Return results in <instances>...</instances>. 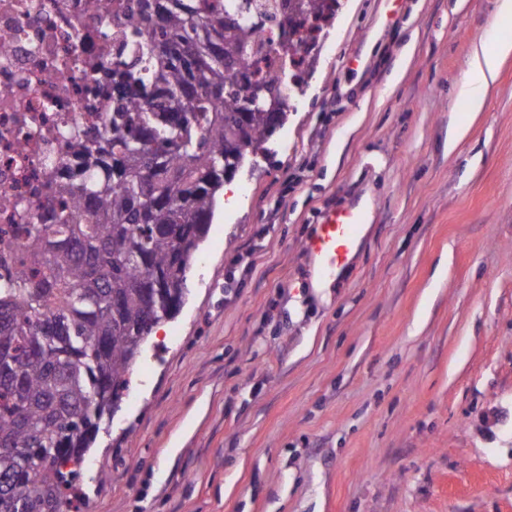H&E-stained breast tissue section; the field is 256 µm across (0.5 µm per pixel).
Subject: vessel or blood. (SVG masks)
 I'll return each mask as SVG.
<instances>
[{
	"label": "vessel or blood",
	"mask_w": 512,
	"mask_h": 512,
	"mask_svg": "<svg viewBox=\"0 0 512 512\" xmlns=\"http://www.w3.org/2000/svg\"><path fill=\"white\" fill-rule=\"evenodd\" d=\"M368 222V211L357 204L323 214L318 233L305 245L307 255L322 277L338 276L350 262Z\"/></svg>",
	"instance_id": "1"
}]
</instances>
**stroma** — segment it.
I'll list each match as a JSON object with an SVG mask.
<instances>
[{"label":"stroma","mask_w":512,"mask_h":512,"mask_svg":"<svg viewBox=\"0 0 512 512\" xmlns=\"http://www.w3.org/2000/svg\"><path fill=\"white\" fill-rule=\"evenodd\" d=\"M497 0H338L86 456L80 512H512V56ZM365 201L324 292L304 245ZM512 54V40L501 41L493 50L481 44L468 63L467 93L474 113L480 110L501 62Z\"/></svg>","instance_id":"obj_1"}]
</instances>
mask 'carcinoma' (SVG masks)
<instances>
[{"label": "carcinoma", "instance_id": "cac0c4a2", "mask_svg": "<svg viewBox=\"0 0 512 512\" xmlns=\"http://www.w3.org/2000/svg\"><path fill=\"white\" fill-rule=\"evenodd\" d=\"M253 0H132L112 15V107L95 137L59 131L82 166L48 178L50 224L0 226V512H67L86 448L155 325L183 303L215 196L264 149L288 82L253 67Z\"/></svg>", "mask_w": 512, "mask_h": 512}]
</instances>
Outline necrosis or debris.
Returning <instances> with one entry per match:
<instances>
[{"mask_svg":"<svg viewBox=\"0 0 512 512\" xmlns=\"http://www.w3.org/2000/svg\"><path fill=\"white\" fill-rule=\"evenodd\" d=\"M126 3L0 0V225L47 223L48 160L60 182L74 181L77 161L56 129H102L111 93L103 71L112 64L103 17Z\"/></svg>","mask_w":512,"mask_h":512,"instance_id":"4bbe7bcc","label":"necrosis or debris"}]
</instances>
